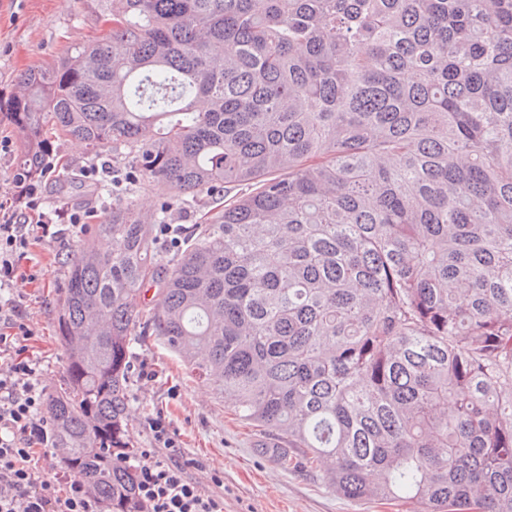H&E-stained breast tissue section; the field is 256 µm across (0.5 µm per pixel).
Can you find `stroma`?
<instances>
[{"label": "stroma", "mask_w": 512, "mask_h": 512, "mask_svg": "<svg viewBox=\"0 0 512 512\" xmlns=\"http://www.w3.org/2000/svg\"><path fill=\"white\" fill-rule=\"evenodd\" d=\"M111 27L98 10V0H0V100H10L30 69L55 61L77 44L102 39ZM0 136L7 150L0 152V202L11 192V176L19 165L24 135L0 114ZM59 171L41 188L44 205L95 206L108 196L109 183L93 185L76 178L89 161L84 144L53 139ZM72 245L38 243L32 252L43 268V279L29 290L26 315L36 335L28 347L43 361L48 390L63 384L65 355L58 340L61 311L59 288L67 271ZM136 360L146 361L157 373L150 385L130 378L127 388L129 435L136 447H148L144 418L162 412L178 433L184 452L202 461L193 476L213 490L211 474L224 479V512H415L410 501L389 504L345 499L327 487L319 473L295 465L281 468L257 444V430L239 422L230 398L218 395L210 384L173 354L157 336L136 338Z\"/></svg>", "instance_id": "obj_1"}]
</instances>
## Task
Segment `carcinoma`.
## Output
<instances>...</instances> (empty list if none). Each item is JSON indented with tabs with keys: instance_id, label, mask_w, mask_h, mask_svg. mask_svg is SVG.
Masks as SVG:
<instances>
[{
	"instance_id": "carcinoma-1",
	"label": "carcinoma",
	"mask_w": 512,
	"mask_h": 512,
	"mask_svg": "<svg viewBox=\"0 0 512 512\" xmlns=\"http://www.w3.org/2000/svg\"><path fill=\"white\" fill-rule=\"evenodd\" d=\"M99 9L104 38L0 103L20 164L37 172L49 123L125 151L116 190L170 187L162 215L215 203L172 265L133 200L69 258L46 414L103 512H141L124 433L146 335L346 498L512 512V0Z\"/></svg>"
}]
</instances>
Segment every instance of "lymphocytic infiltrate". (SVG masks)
Wrapping results in <instances>:
<instances>
[{
	"instance_id": "obj_1",
	"label": "lymphocytic infiltrate",
	"mask_w": 512,
	"mask_h": 512,
	"mask_svg": "<svg viewBox=\"0 0 512 512\" xmlns=\"http://www.w3.org/2000/svg\"><path fill=\"white\" fill-rule=\"evenodd\" d=\"M55 170L43 158L39 173L16 168L14 193L0 204V512H100L88 484L70 471L54 449L45 413L47 387L41 362L26 355L33 328L24 314L26 288L36 276L22 265L31 241L55 242L83 230L93 209L64 205L43 211L38 179ZM149 447L140 449L136 493L143 512H224L223 496L205 491L164 415L146 417Z\"/></svg>"
}]
</instances>
